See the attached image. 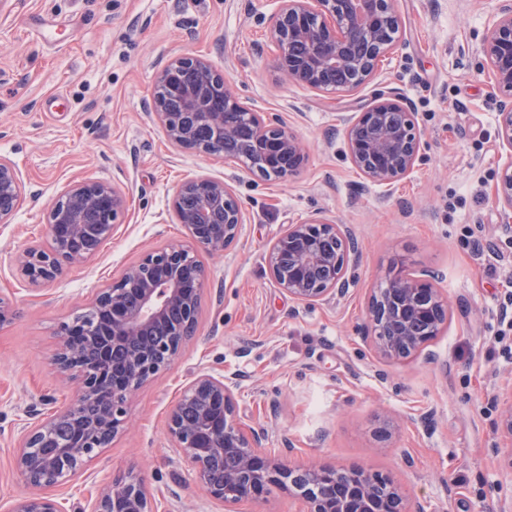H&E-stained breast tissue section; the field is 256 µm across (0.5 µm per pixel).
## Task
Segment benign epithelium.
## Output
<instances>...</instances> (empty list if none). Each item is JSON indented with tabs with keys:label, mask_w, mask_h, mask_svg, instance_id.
<instances>
[{
	"label": "benign epithelium",
	"mask_w": 512,
	"mask_h": 512,
	"mask_svg": "<svg viewBox=\"0 0 512 512\" xmlns=\"http://www.w3.org/2000/svg\"><path fill=\"white\" fill-rule=\"evenodd\" d=\"M398 0H281L270 29L275 63L284 78L315 92H353L370 82L378 60L395 49L401 29ZM492 88L512 98V9L493 20L483 40ZM349 72L341 87L331 75ZM147 115L158 122L175 148L213 154L219 147L246 150L283 177L305 160L304 147L278 118L246 112L231 82L205 58L179 56L163 67ZM248 119H242L243 113ZM349 159L364 178L389 186L408 176L419 157L421 132L407 100L378 96L361 112L338 118ZM498 126L512 148V103L500 101ZM496 197L502 226L512 230V160L502 169ZM22 200L15 165L0 157V224H8ZM125 194L98 180L65 188L50 204L45 220L49 245H32L13 263L31 285L58 279L66 269L91 261L124 214ZM186 240L146 253L138 263L96 290L86 311L63 323L55 364L77 380L79 395L70 408L52 411L26 430L15 450L16 470L27 484L49 488L76 476L85 463L123 428L131 394L178 355L195 333L208 273L199 253L224 252L243 231L245 214L228 183L207 176L182 182L171 202ZM357 239L345 224L315 218L290 224L271 244L267 265L275 284L300 303H328L350 284ZM440 274L397 275L372 294L367 337L378 358L403 363L421 354L429 359L432 341L448 323V301L436 282ZM236 376L198 373L170 409L168 433L176 451L193 466L207 498L226 506L253 501L276 488L297 497L303 512H411L393 481L350 468L346 478L324 466H289L263 452L267 429L238 414ZM66 419L83 431L80 444L54 456L41 451L57 423ZM224 458L216 477L212 461ZM153 512L143 476L135 473L104 486L91 512ZM11 512H61L41 494L18 499Z\"/></svg>",
	"instance_id": "1"
}]
</instances>
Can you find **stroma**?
I'll return each instance as SVG.
<instances>
[{
  "mask_svg": "<svg viewBox=\"0 0 512 512\" xmlns=\"http://www.w3.org/2000/svg\"><path fill=\"white\" fill-rule=\"evenodd\" d=\"M511 3L398 0V46L370 83L324 94L275 67L280 0H0V157L23 182L17 214L0 224V296L15 309L0 326V512L31 492L13 462L22 429L46 405L63 411L78 397L53 361L60 324L147 251L184 240L168 208L200 175L233 186L243 234L227 253L203 256L195 334L129 399L126 431L47 496L89 512L104 485L134 472L155 512H225L167 433L171 407L209 371L238 374L239 412L267 427L270 456L381 472L423 512H512V442L498 428L512 394V233L495 202L512 148L498 134L480 51L490 19ZM185 55L208 59L245 105L302 140L296 173L266 180L172 148L144 104L161 69ZM382 91L411 102L422 135L413 172L388 189L351 165L336 121ZM88 179L120 188L125 214L93 261L32 288L13 257L47 244L48 205ZM314 217L348 225L360 252L343 296L304 305L277 287L265 256L287 225ZM397 260L441 274L450 316L435 360L382 361L366 335L369 299Z\"/></svg>",
  "mask_w": 512,
  "mask_h": 512,
  "instance_id": "stroma-1",
  "label": "stroma"
}]
</instances>
